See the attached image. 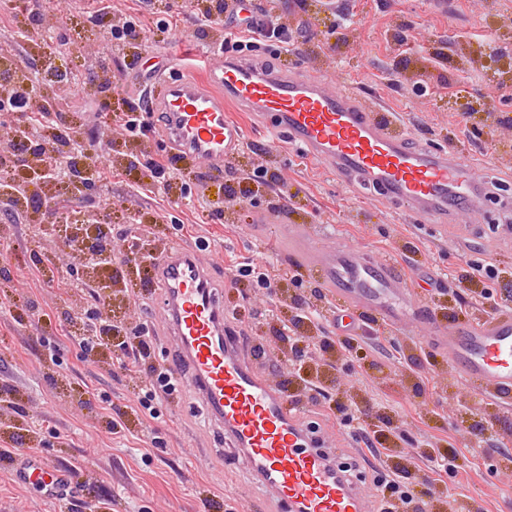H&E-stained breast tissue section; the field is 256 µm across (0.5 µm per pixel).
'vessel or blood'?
Masks as SVG:
<instances>
[{
	"label": "vessel or blood",
	"instance_id": "b4317fda",
	"mask_svg": "<svg viewBox=\"0 0 512 512\" xmlns=\"http://www.w3.org/2000/svg\"><path fill=\"white\" fill-rule=\"evenodd\" d=\"M162 85L151 105L164 115L168 145L214 171H222L245 141V128L224 114L230 100L267 117L273 139L288 138L331 174L373 184L420 222L446 224L459 213L481 212L474 185L488 183L489 174L474 177L473 161L412 144L391 116L371 112L344 84L228 60L209 67L204 77L166 79ZM292 242L304 254L306 269L317 272L339 301L337 325L360 308L374 309L392 324L421 319L407 281L390 261H367L351 243L323 249L300 235ZM153 279L163 289L160 319L176 341L169 362L174 377L199 400L200 423L223 429L258 498L275 500L285 512H371L363 487L316 446L299 406L256 368L257 351L233 335L214 256L172 247L159 256ZM434 339L469 385L512 406V313L452 330L439 327ZM16 479L50 498L62 496L68 482L34 458L22 462Z\"/></svg>",
	"mask_w": 512,
	"mask_h": 512
}]
</instances>
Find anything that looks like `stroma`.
Returning a JSON list of instances; mask_svg holds the SVG:
<instances>
[{
	"mask_svg": "<svg viewBox=\"0 0 512 512\" xmlns=\"http://www.w3.org/2000/svg\"><path fill=\"white\" fill-rule=\"evenodd\" d=\"M92 8V0H68L59 25H45L43 35L80 74L107 61L113 112L150 99L146 72L161 67L171 79L199 77L224 59L223 34L195 37L191 0H152L148 6L112 0L113 24L135 16L147 31L140 49L119 52L107 48L99 28L88 24L77 33L70 27V19L87 17ZM169 9L177 14L174 37L156 26ZM277 14L289 33L306 20L315 32L301 55L278 58V71L349 84L393 114L415 142L464 156L512 184V0H309L303 12L295 0H279ZM436 52L445 62L434 63ZM225 110L245 128L244 146L223 171L203 180L192 175V162H180L191 187L188 197L169 195L154 182L135 191L119 175L105 195L115 230L139 216L143 246L158 251L208 241L226 283L225 314L235 331L249 324L265 336L262 368L272 383L288 382L292 363L270 325L256 318L266 308L293 315L294 296L310 295L318 278L307 271L301 285L270 292L230 282L241 266L263 259L299 266L301 257L289 242L295 233L331 227L337 241L360 246L373 260L402 254L406 243H414L419 253L418 269L408 280L412 295L428 312L444 303L439 318L447 324L485 317L466 280L473 266L503 269L489 287L512 295V222L503 221L500 211L488 212L477 224L421 223L356 178L334 177L287 140L272 142L256 113L231 103ZM284 188L295 196L294 210L271 217L254 233L257 214L269 211ZM174 217L191 225L188 235L175 236ZM70 230L62 221L50 236L37 224L0 226V237L12 242L0 255V389L9 392L7 402H0V426H15L19 435L14 442L0 439V449L11 452L0 458V512H279L240 478L223 431L200 426L194 395L169 396L153 419L137 408L136 380L113 374L108 363L81 360L79 327L94 310H109L125 334L148 327L154 365L165 364L173 339L158 319L161 294L142 275H128L122 267L94 271L95 282H120L105 302L86 288L63 289L71 275L58 242ZM29 266L40 287L13 280L16 268ZM370 333L379 336L383 351L363 359L342 355L338 343L345 335ZM327 343L332 349L326 353ZM295 350L306 382H288L289 393L302 399L306 423L331 416L328 429L356 463L364 486L372 485L374 467L386 462L408 470L414 491L454 492L453 512H512V408L465 386L425 326L386 325L367 320L360 310L346 332L329 312L309 326ZM368 404L374 411L360 420L367 432L362 438L342 420ZM111 418L123 431L106 433ZM420 434L456 460L455 469L431 485L428 463L411 443ZM27 457L69 475L65 499L47 498L15 480L17 461Z\"/></svg>",
	"mask_w": 512,
	"mask_h": 512,
	"instance_id": "1",
	"label": "stroma"
}]
</instances>
